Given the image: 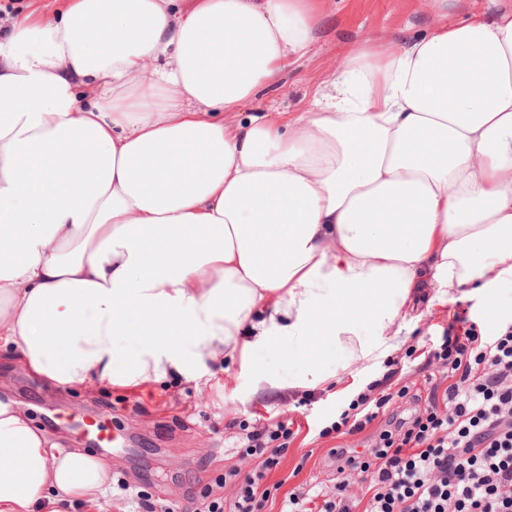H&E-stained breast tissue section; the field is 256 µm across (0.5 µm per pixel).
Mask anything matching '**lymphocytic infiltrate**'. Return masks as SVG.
<instances>
[{
  "instance_id": "obj_1",
  "label": "lymphocytic infiltrate",
  "mask_w": 512,
  "mask_h": 512,
  "mask_svg": "<svg viewBox=\"0 0 512 512\" xmlns=\"http://www.w3.org/2000/svg\"><path fill=\"white\" fill-rule=\"evenodd\" d=\"M429 360L447 387L431 389L410 418L390 417L367 457L349 458L357 478L332 492L292 490L279 512H512V322L488 336L468 315H454ZM388 403L359 395L332 429L361 432ZM291 435L283 420L248 434L239 465L224 474L237 488L235 512H254L259 484ZM254 458L261 469H244Z\"/></svg>"
}]
</instances>
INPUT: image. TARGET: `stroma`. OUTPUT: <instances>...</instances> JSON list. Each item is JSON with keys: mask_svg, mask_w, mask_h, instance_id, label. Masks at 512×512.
<instances>
[{"mask_svg": "<svg viewBox=\"0 0 512 512\" xmlns=\"http://www.w3.org/2000/svg\"><path fill=\"white\" fill-rule=\"evenodd\" d=\"M493 9L492 0H321L315 39L305 55L289 62L277 84L261 87L251 102L225 113L224 122L235 127L263 112L287 123L309 109L315 92L331 81L335 65L354 46L420 37L430 28L455 23L462 13L488 15ZM433 293L430 287L420 290L414 300L420 320L405 323L403 348L370 377L345 370L330 386L291 389L287 382L299 374L300 360H281L257 348L245 363L225 358L207 381L171 377L127 392L96 381L48 387L20 364L0 360V400L16 403L37 428L62 437L70 448L88 447L77 427L84 420L104 421L124 435L120 447L103 451L114 462L107 497L123 512H132L139 497L153 503L156 512H198L210 493L222 496L231 512L235 489L223 478L237 461L235 447L256 425L275 416L293 422L296 433L268 474V486L289 490L311 483L332 491L351 474L337 449L365 452L386 427L381 416L360 433H332V422L352 400L362 393L387 396L391 410H411L412 395L428 396L432 381L441 378L429 365L428 352L443 343L454 312L467 311L488 331L512 317L508 284L489 302L466 294L431 307L427 300ZM267 378L283 382L284 390L266 389ZM405 387L411 394L403 398L399 392Z\"/></svg>", "mask_w": 512, "mask_h": 512, "instance_id": "1", "label": "stroma"}]
</instances>
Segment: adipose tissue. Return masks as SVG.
I'll list each match as a JSON object with an SVG mask.
<instances>
[{"mask_svg": "<svg viewBox=\"0 0 512 512\" xmlns=\"http://www.w3.org/2000/svg\"><path fill=\"white\" fill-rule=\"evenodd\" d=\"M317 2L69 0L0 33V346L47 386L133 392L243 346L303 355L315 389L398 352L426 285L512 283V0L356 46L287 127L226 126ZM111 473L0 401V512H101Z\"/></svg>", "mask_w": 512, "mask_h": 512, "instance_id": "ef3b65f1", "label": "adipose tissue"}]
</instances>
